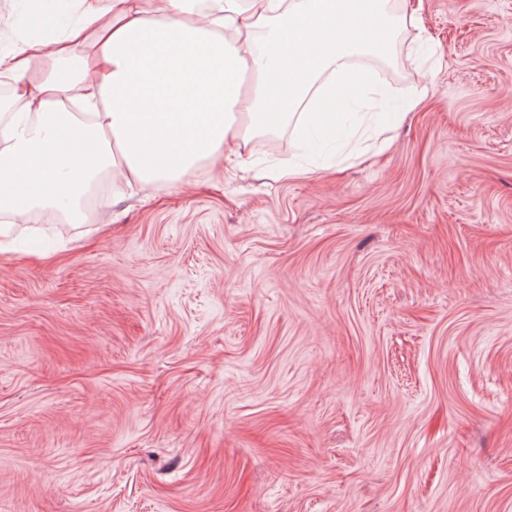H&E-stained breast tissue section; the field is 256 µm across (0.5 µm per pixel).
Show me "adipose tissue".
I'll list each match as a JSON object with an SVG mask.
<instances>
[{
    "label": "adipose tissue",
    "mask_w": 512,
    "mask_h": 512,
    "mask_svg": "<svg viewBox=\"0 0 512 512\" xmlns=\"http://www.w3.org/2000/svg\"><path fill=\"white\" fill-rule=\"evenodd\" d=\"M81 2L53 49L0 52L17 105L0 125L1 213L63 206L80 223L101 174L149 190L206 159L239 168L241 142L272 119L320 128L312 99L357 83L353 60L389 54L407 23L393 0H208L201 12L195 0ZM71 96L89 122L65 111Z\"/></svg>",
    "instance_id": "1"
}]
</instances>
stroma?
I'll list each match as a JSON object with an SVG mask.
<instances>
[{
    "instance_id": "1",
    "label": "stroma",
    "mask_w": 512,
    "mask_h": 512,
    "mask_svg": "<svg viewBox=\"0 0 512 512\" xmlns=\"http://www.w3.org/2000/svg\"><path fill=\"white\" fill-rule=\"evenodd\" d=\"M399 2L335 152L0 226V512H512V0Z\"/></svg>"
}]
</instances>
